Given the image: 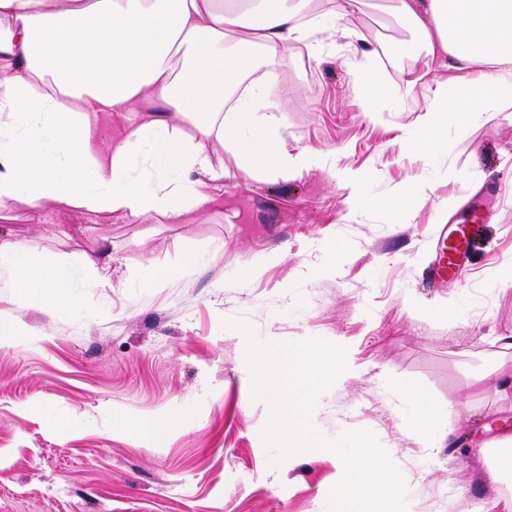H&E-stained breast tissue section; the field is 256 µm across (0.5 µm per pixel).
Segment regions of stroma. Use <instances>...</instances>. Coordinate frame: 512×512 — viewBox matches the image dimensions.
Masks as SVG:
<instances>
[{"mask_svg":"<svg viewBox=\"0 0 512 512\" xmlns=\"http://www.w3.org/2000/svg\"><path fill=\"white\" fill-rule=\"evenodd\" d=\"M393 0H353L337 27L360 30L358 60L411 96L367 114L337 52L303 45L270 60L263 91L284 120L290 152L328 155V169L260 181L216 140L224 163L213 203L183 224L134 221L46 203L0 220V240L36 256H98L106 278L78 281L77 308L45 313L19 302L0 266V512H326L343 465L312 450L272 465L262 438L270 407L254 397L238 323L271 342L322 337L345 345L355 370L323 394L314 412L328 437L368 429L408 487L407 512H512V490L493 483L474 440L493 393L467 386L494 361L512 365V112L449 118L425 155L407 150L431 99L462 88L465 73L414 66L422 47L392 16ZM367 174L360 189L345 175ZM405 185L426 198L406 216L386 209ZM482 201L486 244L441 283L423 277L446 229L470 223ZM202 255L191 270L190 253ZM264 263L244 280L255 257ZM153 268L175 277L151 283ZM232 327H223V320ZM440 407L456 445L412 433L399 381ZM463 409L447 412L449 402ZM165 424L154 444L117 428L113 412ZM85 418L64 433L60 418Z\"/></svg>","mask_w":512,"mask_h":512,"instance_id":"1","label":"stroma"}]
</instances>
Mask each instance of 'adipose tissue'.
<instances>
[{
  "label": "adipose tissue",
  "instance_id": "obj_1",
  "mask_svg": "<svg viewBox=\"0 0 512 512\" xmlns=\"http://www.w3.org/2000/svg\"><path fill=\"white\" fill-rule=\"evenodd\" d=\"M0 0V214L45 203L160 217L181 224L212 201L223 163L207 139L259 180L293 179L325 166L291 153L282 121L264 112L253 76L295 43L335 50V26L309 25L313 0ZM394 18L425 45L480 82L430 103L406 145L420 151L449 117L512 109V0H395ZM157 110L99 143L116 112ZM0 264L18 298L76 306L74 273L97 279L94 259L34 260L18 241L0 242ZM413 426L442 444L436 405L412 385ZM495 452L492 482L512 485V431L477 447Z\"/></svg>",
  "mask_w": 512,
  "mask_h": 512
}]
</instances>
